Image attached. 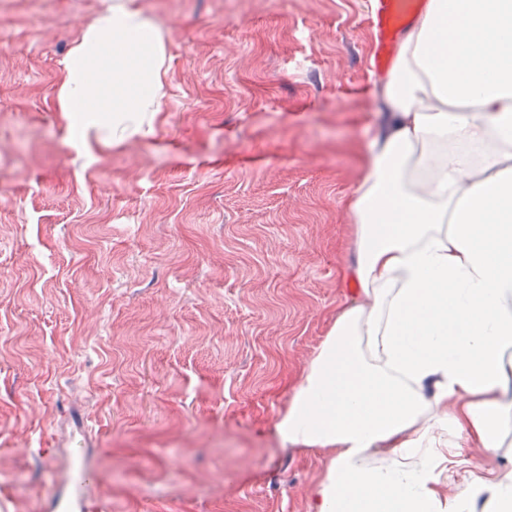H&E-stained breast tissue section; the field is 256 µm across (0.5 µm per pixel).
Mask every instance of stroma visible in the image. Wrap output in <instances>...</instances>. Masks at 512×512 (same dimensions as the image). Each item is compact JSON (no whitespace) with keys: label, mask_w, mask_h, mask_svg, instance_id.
<instances>
[{"label":"stroma","mask_w":512,"mask_h":512,"mask_svg":"<svg viewBox=\"0 0 512 512\" xmlns=\"http://www.w3.org/2000/svg\"><path fill=\"white\" fill-rule=\"evenodd\" d=\"M142 3L167 95L89 156L56 88L103 0H0V512L85 462L102 512H312L276 424L351 290L369 0Z\"/></svg>","instance_id":"stroma-1"}]
</instances>
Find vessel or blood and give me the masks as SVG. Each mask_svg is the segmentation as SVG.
I'll return each mask as SVG.
<instances>
[{"instance_id": "vessel-or-blood-1", "label": "vessel or blood", "mask_w": 512, "mask_h": 512, "mask_svg": "<svg viewBox=\"0 0 512 512\" xmlns=\"http://www.w3.org/2000/svg\"><path fill=\"white\" fill-rule=\"evenodd\" d=\"M425 0H371L366 22L374 40L370 66L374 72L386 73L392 68L401 37L417 17ZM49 512H94L95 506L81 491L57 493L47 502Z\"/></svg>"}]
</instances>
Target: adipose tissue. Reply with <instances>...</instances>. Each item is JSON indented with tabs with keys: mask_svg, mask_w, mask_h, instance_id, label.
Here are the masks:
<instances>
[{
	"mask_svg": "<svg viewBox=\"0 0 512 512\" xmlns=\"http://www.w3.org/2000/svg\"><path fill=\"white\" fill-rule=\"evenodd\" d=\"M164 62L140 0H111L64 65V138L140 132ZM382 99L348 203L354 290L278 430L331 454L313 512H512V0H428ZM469 448L494 467L447 490Z\"/></svg>",
	"mask_w": 512,
	"mask_h": 512,
	"instance_id": "ef3b65f1",
	"label": "adipose tissue"
}]
</instances>
